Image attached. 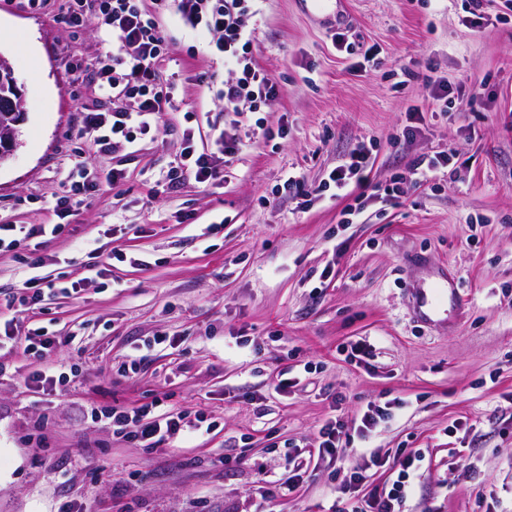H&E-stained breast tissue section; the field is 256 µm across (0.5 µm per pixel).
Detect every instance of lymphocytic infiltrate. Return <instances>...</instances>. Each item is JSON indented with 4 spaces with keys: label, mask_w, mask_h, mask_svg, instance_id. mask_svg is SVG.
Here are the masks:
<instances>
[{
    "label": "lymphocytic infiltrate",
    "mask_w": 512,
    "mask_h": 512,
    "mask_svg": "<svg viewBox=\"0 0 512 512\" xmlns=\"http://www.w3.org/2000/svg\"><path fill=\"white\" fill-rule=\"evenodd\" d=\"M167 13L175 15L183 29L210 35L207 55L192 50L188 56L195 62L196 82L215 89L225 111L237 113L247 106L256 108L280 95L278 83L252 54L254 31L247 20L258 13L256 0H66L59 21L72 37H79L92 20L100 32L112 39L111 54L97 57L91 64L83 59L70 64L71 69L92 72L96 106L82 110L78 136L99 152L134 143L138 137L159 130L164 112L171 107L174 83L164 78L161 71L172 44L162 22ZM214 56L222 57L225 65L234 68L235 76L217 81L209 67ZM182 141L180 159L166 175L173 189L189 177L198 183L217 180L226 159L238 153L241 137L234 131H220L213 140V149L202 152L196 149L193 130H184ZM370 163L369 148L358 146L344 164L330 172L328 180L336 189L351 186L358 198H368ZM122 178V171L117 169L104 179L115 185ZM104 179L88 166L75 165L64 178L63 194L55 200L58 224L30 225L28 236L60 233L61 219L71 215L79 198L96 192ZM13 344L36 361L28 376L29 383H46L51 367L45 356L56 346V337L37 330L14 338ZM100 416L110 420L114 434L134 440L144 448L154 447L183 431L198 429L197 424L188 421L186 413L161 411L153 403L130 411L107 408L101 410ZM416 460L413 454L391 462L385 456L371 454L365 466L350 470L341 491L358 492L368 481L369 468L390 463L397 472L391 487L374 490L360 512H404L408 492L417 476Z\"/></svg>",
    "instance_id": "f902f5d3"
}]
</instances>
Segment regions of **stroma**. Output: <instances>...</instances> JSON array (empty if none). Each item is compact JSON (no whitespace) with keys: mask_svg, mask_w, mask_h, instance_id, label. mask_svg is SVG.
<instances>
[{"mask_svg":"<svg viewBox=\"0 0 512 512\" xmlns=\"http://www.w3.org/2000/svg\"><path fill=\"white\" fill-rule=\"evenodd\" d=\"M57 8L0 10L25 111L20 146L0 164V223L18 241L0 253V323L58 336L47 358L77 376L29 386V358L0 347V512H353L393 475L376 468L356 496L339 493L345 471L312 453L333 415L355 447L419 454L407 512H512V15L501 0H484L477 27L461 0H349V52L301 0H262L253 53L282 93L236 115L195 82L186 48L207 36L178 34L163 64L175 107L160 132L79 157L124 178L62 221L53 196L79 159L84 80L65 62L112 45L93 24L71 39ZM431 76L447 102L427 97ZM413 105L423 118L408 141ZM233 122L247 138L222 179L169 190L183 129H199L203 148ZM259 124L271 137H249ZM360 144L382 188L422 154L452 150L456 172L368 199L350 221L353 196L300 210L277 194L288 174L322 184ZM60 221L55 236L19 231ZM33 252L47 269L26 265ZM444 269L459 273L464 307L420 321L407 290ZM47 271L56 290L42 309L22 305L24 281ZM362 338L371 355L349 359ZM133 360L136 373L121 376ZM284 373L294 384L276 389ZM157 398L220 427L143 448L90 416ZM371 401L389 415L363 438L356 419ZM291 471V490L262 498V481Z\"/></svg>","mask_w":512,"mask_h":512,"instance_id":"35a3bbf8","label":"stroma"}]
</instances>
